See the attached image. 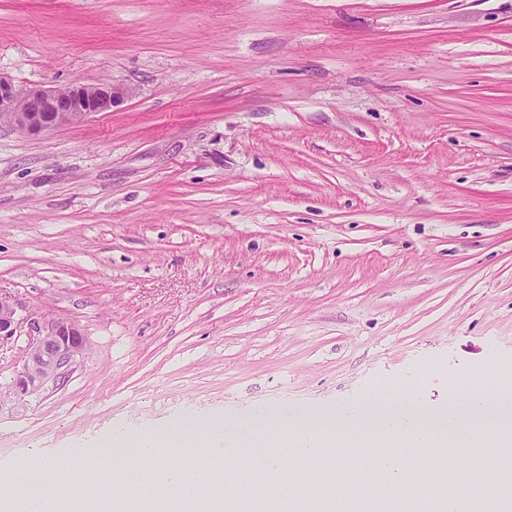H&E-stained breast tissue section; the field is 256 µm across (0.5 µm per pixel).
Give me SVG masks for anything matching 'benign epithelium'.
Here are the masks:
<instances>
[{
	"instance_id": "benign-epithelium-1",
	"label": "benign epithelium",
	"mask_w": 512,
	"mask_h": 512,
	"mask_svg": "<svg viewBox=\"0 0 512 512\" xmlns=\"http://www.w3.org/2000/svg\"><path fill=\"white\" fill-rule=\"evenodd\" d=\"M133 95L132 88L114 83L66 87H32L19 90L0 75V124L6 122L26 135H38L83 121L100 112H111ZM15 304L0 297V338L17 332ZM36 341L30 346L11 389L14 400L44 391L63 378L88 341L80 329L64 320L33 322Z\"/></svg>"
}]
</instances>
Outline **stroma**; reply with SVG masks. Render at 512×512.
I'll return each instance as SVG.
<instances>
[{"label": "stroma", "mask_w": 512, "mask_h": 512, "mask_svg": "<svg viewBox=\"0 0 512 512\" xmlns=\"http://www.w3.org/2000/svg\"><path fill=\"white\" fill-rule=\"evenodd\" d=\"M0 73L134 91L0 127V473L52 461L84 494L111 468L134 501L140 436L185 417L435 408L512 366V0H0ZM57 319L89 347L17 404L29 323ZM492 438L449 435V471L370 442L452 490L498 466ZM16 313L15 304L0 296V340L2 337L14 336L17 332L19 320Z\"/></svg>", "instance_id": "1"}]
</instances>
